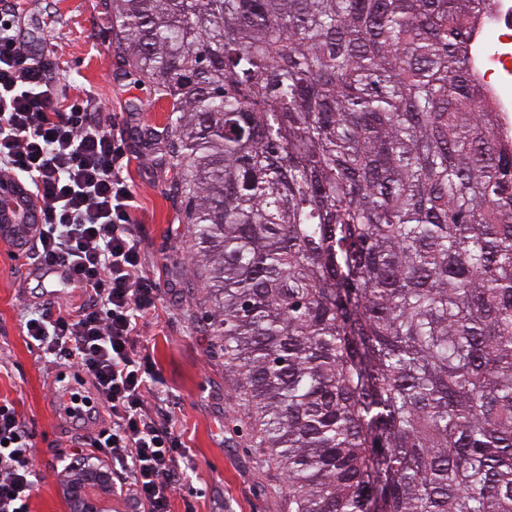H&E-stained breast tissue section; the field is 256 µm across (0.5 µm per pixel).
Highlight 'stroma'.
Wrapping results in <instances>:
<instances>
[{"mask_svg": "<svg viewBox=\"0 0 512 512\" xmlns=\"http://www.w3.org/2000/svg\"><path fill=\"white\" fill-rule=\"evenodd\" d=\"M21 13L26 40L49 45L61 82L99 103L130 156L143 269L158 287L154 308L140 321L139 344L151 358L162 409L189 450L174 512H288L285 476L266 449L255 447L236 399L237 377L209 334L210 303L190 226L170 190L175 172L139 138L166 126L170 100L114 57L112 18L102 0H21ZM133 101L139 111H130ZM82 299V289L43 281L31 249L0 241V396L15 402L33 435L39 482L32 512H68L59 488L63 462L112 421L104 407L78 422L51 414L60 367L28 345L22 328L36 310H66Z\"/></svg>", "mask_w": 512, "mask_h": 512, "instance_id": "stroma-1", "label": "stroma"}]
</instances>
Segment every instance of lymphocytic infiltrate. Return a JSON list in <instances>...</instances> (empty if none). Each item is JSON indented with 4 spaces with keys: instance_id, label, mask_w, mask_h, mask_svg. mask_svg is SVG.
<instances>
[{
    "instance_id": "1",
    "label": "lymphocytic infiltrate",
    "mask_w": 512,
    "mask_h": 512,
    "mask_svg": "<svg viewBox=\"0 0 512 512\" xmlns=\"http://www.w3.org/2000/svg\"><path fill=\"white\" fill-rule=\"evenodd\" d=\"M17 0H0V182L36 192L37 268L67 267L84 292L67 311L30 314L29 345L77 368L112 414L86 441L148 512H171L188 450L172 424L147 407L153 370L138 344L157 287L142 270L132 226L130 157L91 99L59 89L52 53L29 48ZM32 437L14 401L0 397V512H31L38 483Z\"/></svg>"
}]
</instances>
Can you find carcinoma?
Masks as SVG:
<instances>
[{
    "mask_svg": "<svg viewBox=\"0 0 512 512\" xmlns=\"http://www.w3.org/2000/svg\"><path fill=\"white\" fill-rule=\"evenodd\" d=\"M486 0H109L289 512H512V137ZM473 40V75L501 113L503 130H512V1L488 0Z\"/></svg>",
    "mask_w": 512,
    "mask_h": 512,
    "instance_id": "1",
    "label": "carcinoma"
}]
</instances>
